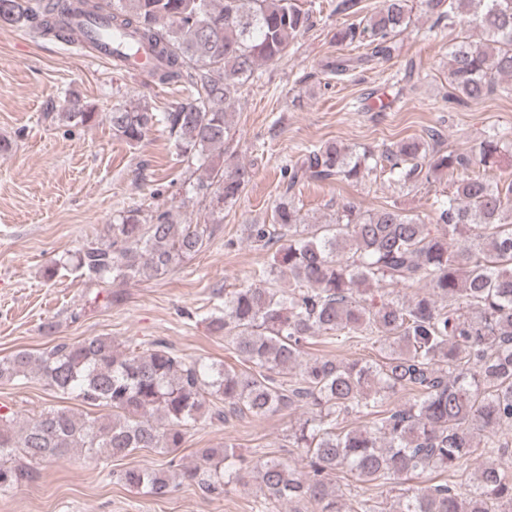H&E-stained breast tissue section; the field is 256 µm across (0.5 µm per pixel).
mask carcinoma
I'll return each instance as SVG.
<instances>
[{
  "instance_id": "1",
  "label": "carcinoma",
  "mask_w": 512,
  "mask_h": 512,
  "mask_svg": "<svg viewBox=\"0 0 512 512\" xmlns=\"http://www.w3.org/2000/svg\"><path fill=\"white\" fill-rule=\"evenodd\" d=\"M433 26L465 24L481 39L464 36L448 52L453 90L479 100L512 82V0H424ZM413 0H383L366 22L336 31L338 43L361 42L365 57L325 64L343 76L363 59L385 58L393 38L411 22ZM107 24L112 57L123 66L128 51L147 48L151 75L179 83L185 98L165 112L131 101L110 112L113 136L130 145L155 127L165 130L178 155L199 163L196 194L211 204L231 203L252 179L251 168L226 172L209 163L224 153L231 125L228 107L255 79L258 66L284 56L313 27L312 15L292 0H0V23L39 27L72 36L70 21ZM209 22L204 27L203 22ZM63 123L87 124L95 113L70 100ZM407 138L379 152L353 151L336 142L312 145L283 172L284 194L271 224H251L254 242L276 247L261 270V285L239 288L209 326L232 337L237 356L256 372L188 361L156 343L124 353L110 337L59 343L40 353L26 349L0 359V381L40 377L53 390L107 415L82 416L52 407L19 427L0 415V490L27 480L31 465L74 450L105 459L138 448L172 454L204 415L267 416L303 404L309 419L293 432L292 447L305 450L300 468L275 459L252 462L233 447L212 448L205 466L130 468L129 487L165 498L178 486L217 490L254 478L269 504L288 502L292 512H350L330 476L346 469L366 483L393 484L417 471L456 474L473 449L512 458V180L453 175L469 156ZM506 132H494L475 151L481 165L499 167ZM380 170L403 185L448 173L451 189L432 203L434 227L396 205L361 212L346 205L331 224H304L293 191L304 180L356 182ZM210 237L205 224H179L163 211L146 219L128 210L112 225L106 243L74 254L75 269L91 281L153 279L198 253ZM288 281V289L279 287ZM422 284L402 300L382 289ZM326 344L380 345L383 360L363 364L326 357L302 359L314 340ZM296 371L295 379L279 380ZM415 394L413 402L382 408L386 395ZM224 408L209 409L212 402ZM352 414L372 417L368 429H349ZM389 512H512V473L484 464L473 485L455 481L403 492Z\"/></svg>"
}]
</instances>
